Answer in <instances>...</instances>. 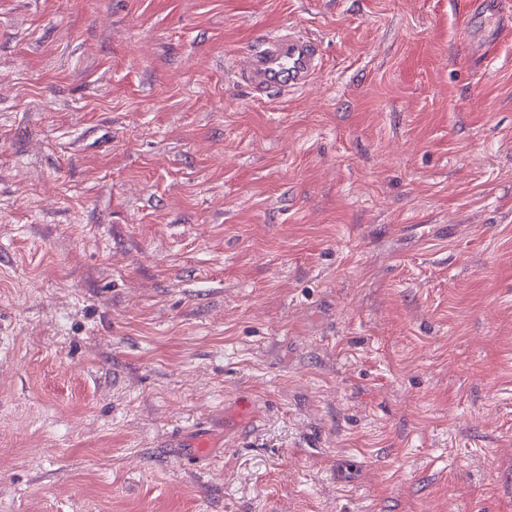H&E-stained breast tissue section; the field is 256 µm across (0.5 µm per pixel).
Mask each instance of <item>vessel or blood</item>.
<instances>
[{
	"label": "vessel or blood",
	"mask_w": 512,
	"mask_h": 512,
	"mask_svg": "<svg viewBox=\"0 0 512 512\" xmlns=\"http://www.w3.org/2000/svg\"><path fill=\"white\" fill-rule=\"evenodd\" d=\"M317 66L314 45L289 28L263 35L259 49L243 57L239 74L250 88L270 94L303 87Z\"/></svg>",
	"instance_id": "1"
}]
</instances>
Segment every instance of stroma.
<instances>
[{"label": "stroma", "instance_id": "1", "mask_svg": "<svg viewBox=\"0 0 512 512\" xmlns=\"http://www.w3.org/2000/svg\"><path fill=\"white\" fill-rule=\"evenodd\" d=\"M469 2L0 0V512H512ZM288 27L321 68L256 96Z\"/></svg>", "mask_w": 512, "mask_h": 512}]
</instances>
